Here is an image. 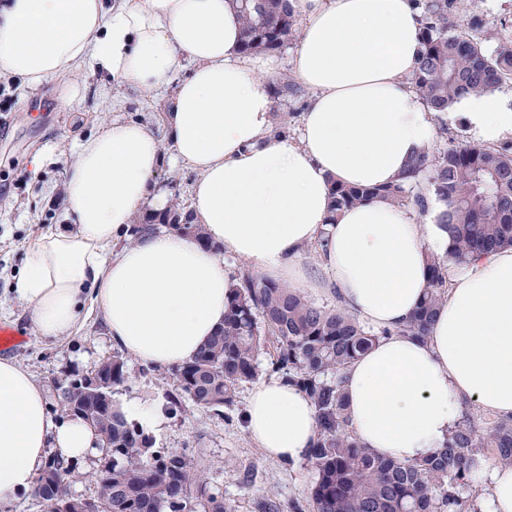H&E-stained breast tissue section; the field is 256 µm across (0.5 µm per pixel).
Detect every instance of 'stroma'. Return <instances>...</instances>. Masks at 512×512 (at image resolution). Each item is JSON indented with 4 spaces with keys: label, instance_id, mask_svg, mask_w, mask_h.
I'll use <instances>...</instances> for the list:
<instances>
[{
    "label": "stroma",
    "instance_id": "obj_1",
    "mask_svg": "<svg viewBox=\"0 0 512 512\" xmlns=\"http://www.w3.org/2000/svg\"><path fill=\"white\" fill-rule=\"evenodd\" d=\"M448 19L490 51L496 45L495 34L512 32V0H454ZM76 80L81 92L78 100H63L60 79L37 88L10 82L5 89L11 101L0 106V124L11 125L9 135L0 137V324L13 323L15 333L9 340L0 334V356L26 367L52 406L72 380L94 371L115 349L105 325L94 314L83 330L62 342L51 344L36 336L16 291L26 247L66 221L61 187L78 141L116 114L159 128L160 111L170 99L166 91H134L103 81L88 68ZM163 151L165 159L156 177L158 191L189 202L196 172L173 164L171 146H164ZM37 156L42 162L36 167L32 160ZM132 368L131 377L114 388V402L163 398L173 391L170 371L144 374L137 362ZM248 392V387H241L235 407L220 418L184 404L171 413L166 429L155 435L156 447L187 449L235 512H253V501L261 497L284 508L295 502L307 504L313 473L305 462L287 465L267 457L247 437L238 416L245 411Z\"/></svg>",
    "mask_w": 512,
    "mask_h": 512
}]
</instances>
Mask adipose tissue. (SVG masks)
Here are the masks:
<instances>
[{
	"mask_svg": "<svg viewBox=\"0 0 512 512\" xmlns=\"http://www.w3.org/2000/svg\"><path fill=\"white\" fill-rule=\"evenodd\" d=\"M303 22L291 73L311 94L296 137L277 133L275 59L242 51L230 0H0V77L37 87L92 66L132 90L173 86L163 124L175 162L197 172L190 211L206 241L162 229L118 247L156 190L162 142L148 125L112 119L82 139L64 183L67 225L27 246L17 293L36 333L57 342L97 312L135 361L174 369L224 324L225 255L264 280L335 296L387 329L349 366L350 425L370 451L410 462L443 448L464 402L512 417V247L453 273L426 340L401 335L427 286L429 254L448 234L374 198L329 213L332 184L397 183L426 152L435 114L411 77L422 54L411 0H292ZM192 69L182 80V62ZM473 137L512 136V105L458 100ZM323 241L317 264L302 260ZM246 431L264 452L302 460L317 430L313 404L277 378L249 394ZM84 420L55 417L43 388L0 358V505L33 494L52 456L98 449ZM482 512H512V467L483 463Z\"/></svg>",
	"mask_w": 512,
	"mask_h": 512,
	"instance_id": "1",
	"label": "adipose tissue"
}]
</instances>
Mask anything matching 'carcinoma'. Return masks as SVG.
I'll return each instance as SVG.
<instances>
[{"label":"carcinoma","instance_id":"obj_1","mask_svg":"<svg viewBox=\"0 0 512 512\" xmlns=\"http://www.w3.org/2000/svg\"><path fill=\"white\" fill-rule=\"evenodd\" d=\"M421 9L424 52L413 75L418 99L442 114L462 95L490 93L512 83V35L482 44L448 22L451 0H415ZM243 22V51H275L295 37L298 14L290 0H235ZM442 205L440 224L449 235V252L428 259V288L402 331L421 341L448 294V261L461 266L500 247H512V146L452 142L434 154L415 158L403 181L379 188L335 184L332 210L374 197L399 206L427 208L426 193ZM135 232L161 228L204 239L200 225L176 200L136 218ZM389 330L362 325L345 309L325 308L299 291L263 282L247 273L235 278L226 297L224 326L197 355L173 371L169 404L185 402L224 416L238 390L262 372L299 387L317 413V438L305 460L313 472L311 512H471L463 492L475 488L476 470L486 452L512 466V418L466 414L436 453L412 462L369 451L353 431L342 392L341 372ZM269 357L267 369L259 361ZM128 359L112 357V387L129 379ZM64 415L82 418L112 449L108 469L94 476L89 499L97 512H234L222 492L211 487L187 450L156 448L150 436L117 411L99 405V395L74 380L61 400ZM56 487L66 493L75 477L73 464L52 458Z\"/></svg>","mask_w":512,"mask_h":512}]
</instances>
